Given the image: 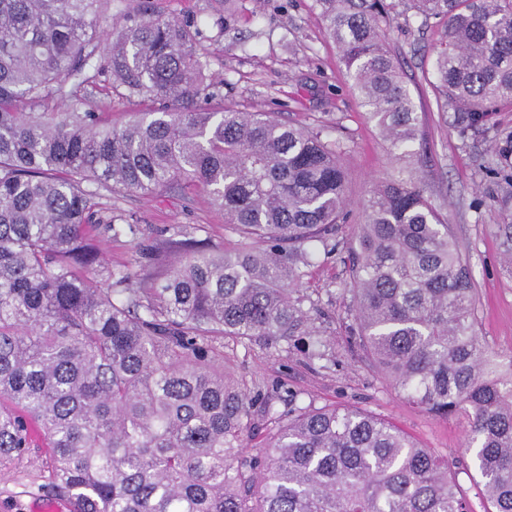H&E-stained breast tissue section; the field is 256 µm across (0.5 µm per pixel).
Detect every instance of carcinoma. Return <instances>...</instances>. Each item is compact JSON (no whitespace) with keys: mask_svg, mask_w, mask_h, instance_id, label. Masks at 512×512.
<instances>
[{"mask_svg":"<svg viewBox=\"0 0 512 512\" xmlns=\"http://www.w3.org/2000/svg\"><path fill=\"white\" fill-rule=\"evenodd\" d=\"M105 0H0V459L40 431L52 491L73 512H472L448 461L394 423L349 405L275 415L278 389L224 370V345L307 341L322 357L297 284L336 249L347 209L341 148L266 112L191 108L218 95L198 30L150 0L112 35ZM353 88L400 175L374 185L350 243L357 332L376 369L417 406L467 424L484 512H512V353L476 333L466 258L415 181L419 117L382 37L395 3L315 0ZM445 26L432 87L457 132L493 133L486 168L503 192L500 255L512 265V0H407ZM107 75L115 96L162 107L114 127L91 109H54ZM152 195L206 190L235 251L198 246L150 287L138 250L106 267L93 238L92 186ZM508 365L491 377L492 357ZM279 421L246 455L256 407Z\"/></svg>","mask_w":512,"mask_h":512,"instance_id":"carcinoma-1","label":"carcinoma"}]
</instances>
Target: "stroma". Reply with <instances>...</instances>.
Returning <instances> with one entry per match:
<instances>
[{"instance_id":"1","label":"stroma","mask_w":512,"mask_h":512,"mask_svg":"<svg viewBox=\"0 0 512 512\" xmlns=\"http://www.w3.org/2000/svg\"><path fill=\"white\" fill-rule=\"evenodd\" d=\"M159 14L197 24L198 49L207 73L219 86L210 107L267 112L291 125L320 131L342 146L348 175V217L336 234L342 246L318 253L300 283L315 307L313 318L326 343L325 356L308 359L303 345L256 341L224 347V367L235 378L297 393L299 404H353L389 419L425 447L447 458L467 493L472 512H483L475 455L466 447L461 419L423 410L401 396L369 365L350 331L353 319L341 293L348 277L344 248L362 220L360 203L379 181L396 176L399 166L374 123L369 121L329 39L314 0H152ZM384 36L397 55L421 127L418 176L426 196L453 230L470 263L476 288L477 333L496 352H512V275L502 268L498 226L501 213L492 200L496 188L485 173L494 160L487 138H463L441 118L440 102L429 80L435 52L446 30L396 7ZM102 229L95 238L104 261L118 265L133 258L132 236L112 237L107 223L135 216L145 237L171 238L177 226L207 229L208 249L230 251L241 240L224 227V217L198 189H163L150 196L99 188ZM46 442L34 435L23 457L0 462V512H34L57 501L50 488Z\"/></svg>"}]
</instances>
